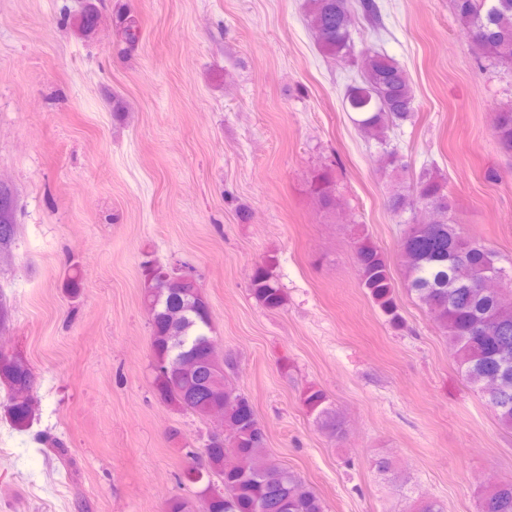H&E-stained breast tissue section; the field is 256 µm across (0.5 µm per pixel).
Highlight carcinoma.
I'll return each mask as SVG.
<instances>
[{"label": "carcinoma", "mask_w": 512, "mask_h": 512, "mask_svg": "<svg viewBox=\"0 0 512 512\" xmlns=\"http://www.w3.org/2000/svg\"><path fill=\"white\" fill-rule=\"evenodd\" d=\"M463 28L475 33L471 41L477 59L512 64V0H454ZM354 9L351 0H310L308 26L320 49L336 59L354 54ZM360 83L348 87L346 108L367 137L382 142L386 130L412 119L415 98L404 69L373 50L359 52ZM493 130L502 149L512 152V103L493 112ZM312 192L322 207L336 206L333 177L328 171L313 176ZM423 202L434 212L431 228H408L400 241L406 283L448 337L461 377L483 394L489 378L498 379V402L490 406L499 423L512 429V287L488 295L473 287L491 270H505L497 251L480 240L460 235L444 180L428 171L419 175L415 192H393L389 208L401 213L410 202ZM360 285L388 321L401 323L385 254L368 239L356 249ZM255 299L268 309L284 304L281 288L268 268L258 266L251 278ZM144 296L152 331L151 370L158 394L178 408L209 422L210 412L224 410V446L191 448L187 455L204 460L197 503L174 500L169 512H324L321 499L299 477L279 466L266 451V436L252 402L228 380L227 359L200 368L204 342L213 335L209 304L187 290L169 287L152 274L144 276ZM0 383L8 390L6 414L13 429L24 432L34 419L31 392L34 376L19 355L0 358ZM304 404L320 426L341 432V420L320 390L305 394ZM218 475L224 493L207 496L210 475ZM481 512H512V480L489 490Z\"/></svg>", "instance_id": "obj_1"}]
</instances>
